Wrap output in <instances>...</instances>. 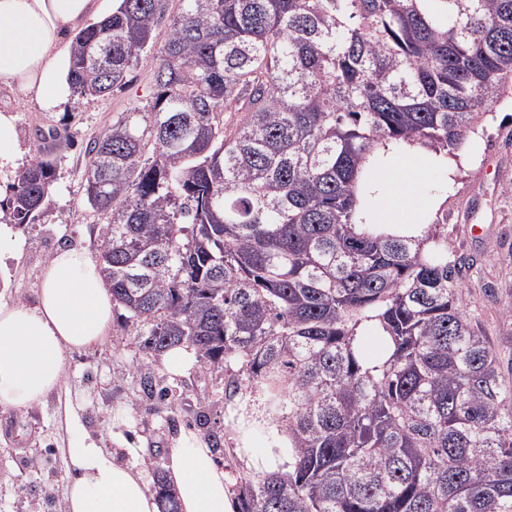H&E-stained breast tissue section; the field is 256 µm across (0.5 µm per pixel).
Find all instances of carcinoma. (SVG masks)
<instances>
[{
	"label": "carcinoma",
	"instance_id": "obj_1",
	"mask_svg": "<svg viewBox=\"0 0 512 512\" xmlns=\"http://www.w3.org/2000/svg\"><path fill=\"white\" fill-rule=\"evenodd\" d=\"M169 2L73 39L77 97L153 65L151 103L85 146V195L143 351L242 361L225 399L288 436L292 471L242 479L240 512H512V382L458 305L445 224L357 221L375 149H458L512 80V0ZM56 170L44 151L14 178L10 223ZM373 323L391 353L369 368Z\"/></svg>",
	"mask_w": 512,
	"mask_h": 512
}]
</instances>
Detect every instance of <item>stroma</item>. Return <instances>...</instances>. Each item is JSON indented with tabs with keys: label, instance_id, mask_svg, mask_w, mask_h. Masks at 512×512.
<instances>
[{
	"label": "stroma",
	"instance_id": "35a3bbf8",
	"mask_svg": "<svg viewBox=\"0 0 512 512\" xmlns=\"http://www.w3.org/2000/svg\"><path fill=\"white\" fill-rule=\"evenodd\" d=\"M153 68L143 63L127 86L105 97L73 99L65 111L45 112L0 90V105L14 107L27 159L37 157L42 136L59 140L52 198L35 223L18 225L13 257L0 261V304L31 302L41 274L57 248L70 245L98 257L104 216L86 202L83 151L88 139L103 134L113 120L150 101ZM483 150L461 168L448 189V252L473 260L458 290V305L490 340L504 378H512V318L503 313L512 299V83L487 108L479 126ZM482 233H468L472 225ZM139 324L115 308L112 330L103 344L66 355L64 387L79 405L84 430L106 447L143 449L148 475L163 472L171 440L191 429L218 440V458L233 482L251 471L235 452L239 428L225 407L224 387L231 365L195 361L179 379H169L161 356H147L139 345ZM166 389L167 399L148 395ZM59 398L50 394L27 408L0 407V512H64L68 437L58 422Z\"/></svg>",
	"mask_w": 512,
	"mask_h": 512
}]
</instances>
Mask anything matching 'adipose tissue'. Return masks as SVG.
Segmentation results:
<instances>
[{"instance_id":"obj_1","label":"adipose tissue","mask_w":512,"mask_h":512,"mask_svg":"<svg viewBox=\"0 0 512 512\" xmlns=\"http://www.w3.org/2000/svg\"><path fill=\"white\" fill-rule=\"evenodd\" d=\"M119 0H0V86L18 91L47 112L72 96L69 33L112 13ZM480 139L469 134L455 156L418 145L391 143L370 162L360 217L385 233L422 235L443 204L442 184L474 163ZM25 166L17 117L0 108V173ZM114 306L99 265L86 252L63 247L42 272L34 303L0 305V406L25 407L61 391L66 351L101 344ZM68 446L66 512H160L141 466V451L125 448L123 461L84 431L73 403H65ZM237 454L256 474H288L294 464L286 436L272 446L242 442ZM167 481L179 512H236L229 478L212 448L194 431L181 432L166 453Z\"/></svg>"}]
</instances>
